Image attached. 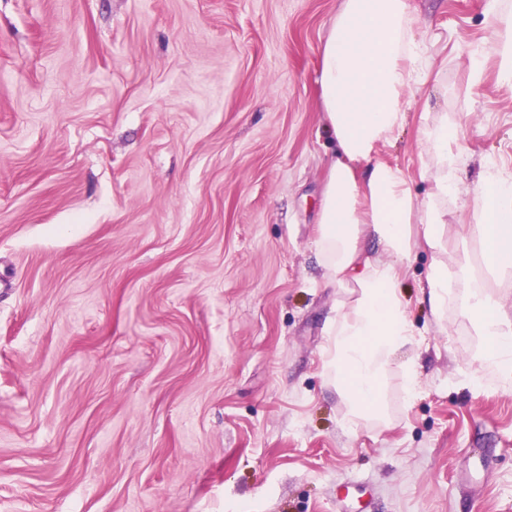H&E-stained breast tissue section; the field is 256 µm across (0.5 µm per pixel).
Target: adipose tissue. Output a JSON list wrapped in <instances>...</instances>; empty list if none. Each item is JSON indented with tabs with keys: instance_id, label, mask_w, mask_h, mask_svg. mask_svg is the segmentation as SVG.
Returning a JSON list of instances; mask_svg holds the SVG:
<instances>
[{
	"instance_id": "1",
	"label": "adipose tissue",
	"mask_w": 512,
	"mask_h": 512,
	"mask_svg": "<svg viewBox=\"0 0 512 512\" xmlns=\"http://www.w3.org/2000/svg\"><path fill=\"white\" fill-rule=\"evenodd\" d=\"M420 22L409 0H340L319 48L320 104L335 154L316 257L324 284L349 286L354 294L336 309L323 364L350 406V431L380 410L389 367L414 343L399 285L423 246L433 255L423 288L431 311L441 320L449 306H459L481 338L465 383L480 384L487 371L512 383V314L488 282L512 274V176L487 162L469 181L466 150L444 112L420 132V177L430 183L425 197L414 194L403 170L378 157L406 126L413 91L431 74L432 61L415 37ZM467 184L472 195L461 200L474 222L465 236L475 252L451 260L444 242L448 201L461 198Z\"/></svg>"
}]
</instances>
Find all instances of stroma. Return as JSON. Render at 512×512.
Instances as JSON below:
<instances>
[{
  "instance_id": "stroma-1",
  "label": "stroma",
  "mask_w": 512,
  "mask_h": 512,
  "mask_svg": "<svg viewBox=\"0 0 512 512\" xmlns=\"http://www.w3.org/2000/svg\"><path fill=\"white\" fill-rule=\"evenodd\" d=\"M339 0H0V512H512V389L462 372L419 250L411 401L343 428L314 241L319 46ZM428 112L512 172L489 0H412ZM485 54L480 79L470 54Z\"/></svg>"
}]
</instances>
